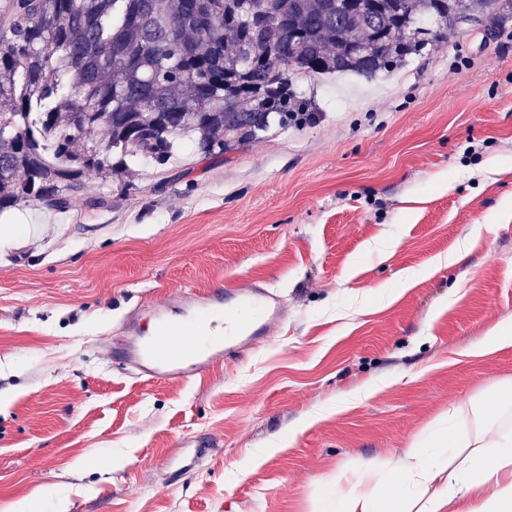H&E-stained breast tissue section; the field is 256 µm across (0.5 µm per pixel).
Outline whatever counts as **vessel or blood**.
Returning a JSON list of instances; mask_svg holds the SVG:
<instances>
[{
	"label": "vessel or blood",
	"mask_w": 512,
	"mask_h": 512,
	"mask_svg": "<svg viewBox=\"0 0 512 512\" xmlns=\"http://www.w3.org/2000/svg\"><path fill=\"white\" fill-rule=\"evenodd\" d=\"M149 308L157 318L153 334L139 335L130 320L112 347L114 358L149 381L191 380L268 338L284 315L280 296L259 285L206 292L177 321L163 317L159 303Z\"/></svg>",
	"instance_id": "b4317fda"
}]
</instances>
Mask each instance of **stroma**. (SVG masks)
Instances as JSON below:
<instances>
[{"mask_svg":"<svg viewBox=\"0 0 512 512\" xmlns=\"http://www.w3.org/2000/svg\"><path fill=\"white\" fill-rule=\"evenodd\" d=\"M294 83L310 123L0 213V512H304L512 378V347L465 353L512 319V0L394 72ZM229 281L285 299L243 360L189 382L113 361L147 298Z\"/></svg>","mask_w":512,"mask_h":512,"instance_id":"1","label":"stroma"}]
</instances>
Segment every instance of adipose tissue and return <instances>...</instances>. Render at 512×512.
<instances>
[{
  "label": "adipose tissue",
  "instance_id": "obj_1",
  "mask_svg": "<svg viewBox=\"0 0 512 512\" xmlns=\"http://www.w3.org/2000/svg\"><path fill=\"white\" fill-rule=\"evenodd\" d=\"M493 388L494 406H450L385 471L363 464L311 488L305 512H512V378Z\"/></svg>",
  "mask_w": 512,
  "mask_h": 512
}]
</instances>
